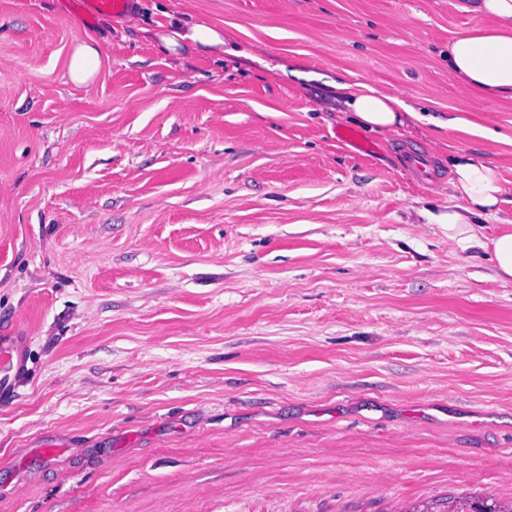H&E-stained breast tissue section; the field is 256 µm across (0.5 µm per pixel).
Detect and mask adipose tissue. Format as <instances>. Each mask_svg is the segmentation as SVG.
<instances>
[{
	"label": "adipose tissue",
	"instance_id": "1",
	"mask_svg": "<svg viewBox=\"0 0 512 512\" xmlns=\"http://www.w3.org/2000/svg\"><path fill=\"white\" fill-rule=\"evenodd\" d=\"M467 11L489 18L448 44V74L472 90L479 101L512 100V0H469ZM335 101L358 123L375 131L404 125L414 112L398 97L363 82H336ZM452 185L462 206L440 215L449 244L476 238L475 218L496 214L505 203L498 167L462 153L451 164Z\"/></svg>",
	"mask_w": 512,
	"mask_h": 512
}]
</instances>
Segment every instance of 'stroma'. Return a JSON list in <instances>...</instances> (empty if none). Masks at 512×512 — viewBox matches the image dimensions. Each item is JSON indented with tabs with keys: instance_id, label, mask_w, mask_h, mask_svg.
Returning <instances> with one entry per match:
<instances>
[{
	"instance_id": "35a3bbf8",
	"label": "stroma",
	"mask_w": 512,
	"mask_h": 512,
	"mask_svg": "<svg viewBox=\"0 0 512 512\" xmlns=\"http://www.w3.org/2000/svg\"><path fill=\"white\" fill-rule=\"evenodd\" d=\"M462 2L0 0V324L27 368L0 403V512L512 497V282L432 220L464 152L509 200L483 233L512 221V101L448 75L488 23ZM341 79L432 121L367 131ZM74 1L78 9L87 18H94L101 13H112V15H130V0H69ZM99 54L98 43L93 40L74 48L69 63V75L74 83L88 85L94 80L98 72ZM405 152L407 153L404 158L405 166L417 180L428 182L432 177L438 175L435 166L426 157L409 148Z\"/></svg>"
}]
</instances>
